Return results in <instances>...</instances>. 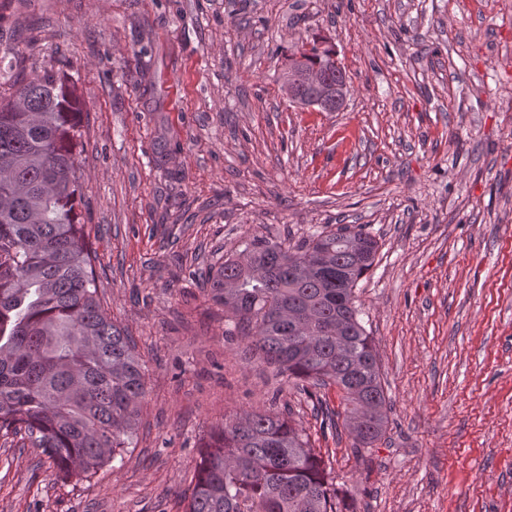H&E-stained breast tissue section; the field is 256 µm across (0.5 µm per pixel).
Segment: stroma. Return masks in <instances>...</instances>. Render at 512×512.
I'll return each instance as SVG.
<instances>
[{
    "label": "stroma",
    "instance_id": "35a3bbf8",
    "mask_svg": "<svg viewBox=\"0 0 512 512\" xmlns=\"http://www.w3.org/2000/svg\"><path fill=\"white\" fill-rule=\"evenodd\" d=\"M334 45L337 112L281 90ZM24 77L83 104L77 211L99 298L144 367L135 446L62 482L0 437V512H183L210 429L291 411L354 512H512V0H0ZM148 71L151 87L139 83ZM362 225L355 303L390 398L357 451L242 336L204 281L255 235ZM310 48L311 44H307L303 49L296 50L288 59V74L281 77L282 91L293 103L299 101L298 91L302 85H312L314 87L324 85L320 72L305 64V50Z\"/></svg>",
    "mask_w": 512,
    "mask_h": 512
}]
</instances>
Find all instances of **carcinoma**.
<instances>
[{"mask_svg": "<svg viewBox=\"0 0 512 512\" xmlns=\"http://www.w3.org/2000/svg\"><path fill=\"white\" fill-rule=\"evenodd\" d=\"M0 47V435L28 437L64 481L123 458L146 392L130 334L100 303L77 223L80 102L58 72L20 77ZM23 111H17L18 107ZM378 241L316 230L296 248L254 236L224 258L215 298L263 359L333 384L353 447L385 432L390 400L354 303ZM345 504L291 415L245 411L204 445L185 512H340Z\"/></svg>", "mask_w": 512, "mask_h": 512, "instance_id": "carcinoma-1", "label": "carcinoma"}]
</instances>
